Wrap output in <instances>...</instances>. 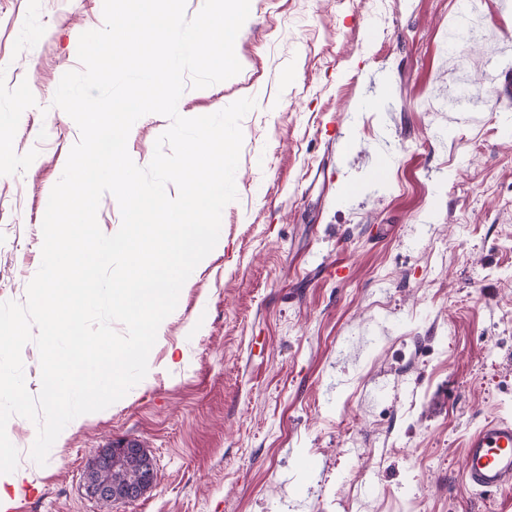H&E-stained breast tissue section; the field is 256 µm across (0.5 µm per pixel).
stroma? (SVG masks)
Segmentation results:
<instances>
[{
  "label": "stroma",
  "instance_id": "35a3bbf8",
  "mask_svg": "<svg viewBox=\"0 0 512 512\" xmlns=\"http://www.w3.org/2000/svg\"><path fill=\"white\" fill-rule=\"evenodd\" d=\"M103 0H0V301L24 302L74 120L52 101ZM459 0H250L241 72L187 88L180 115L251 97L236 200L121 400L7 435L24 476L0 512H512L462 479L463 444L512 419V0H486L458 55ZM498 100L445 108L462 85ZM128 135L141 167L170 126ZM131 437L158 480L108 509L90 459Z\"/></svg>",
  "mask_w": 512,
  "mask_h": 512
}]
</instances>
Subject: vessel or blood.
<instances>
[{
    "label": "vessel or blood",
    "mask_w": 512,
    "mask_h": 512,
    "mask_svg": "<svg viewBox=\"0 0 512 512\" xmlns=\"http://www.w3.org/2000/svg\"><path fill=\"white\" fill-rule=\"evenodd\" d=\"M463 476L485 493L512 488V420L487 422L469 435Z\"/></svg>",
    "instance_id": "1"
}]
</instances>
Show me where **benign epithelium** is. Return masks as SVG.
Returning <instances> with one entry per match:
<instances>
[{"instance_id":"obj_1","label":"benign epithelium","mask_w":512,"mask_h":512,"mask_svg":"<svg viewBox=\"0 0 512 512\" xmlns=\"http://www.w3.org/2000/svg\"><path fill=\"white\" fill-rule=\"evenodd\" d=\"M93 461L98 471L121 466L137 474V479L128 483H96L92 488L94 497L109 506L131 502L156 484V467L147 450L139 442L123 443L117 448H103L96 452Z\"/></svg>"}]
</instances>
